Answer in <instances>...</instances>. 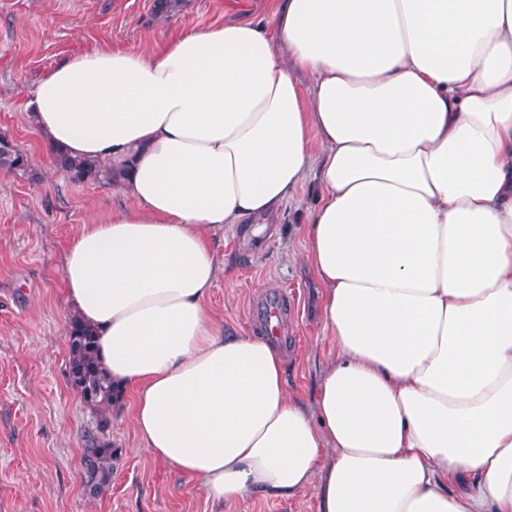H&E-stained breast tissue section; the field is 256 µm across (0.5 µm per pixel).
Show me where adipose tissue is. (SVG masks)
<instances>
[{
	"label": "adipose tissue",
	"mask_w": 512,
	"mask_h": 512,
	"mask_svg": "<svg viewBox=\"0 0 512 512\" xmlns=\"http://www.w3.org/2000/svg\"><path fill=\"white\" fill-rule=\"evenodd\" d=\"M274 3L30 89L44 147L131 165L132 206L68 243L73 312L144 451L208 498L512 512V0ZM314 163L304 260L336 353L308 407L208 299L215 239Z\"/></svg>",
	"instance_id": "1"
}]
</instances>
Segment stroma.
Returning <instances> with one entry per match:
<instances>
[{
	"label": "stroma",
	"mask_w": 512,
	"mask_h": 512,
	"mask_svg": "<svg viewBox=\"0 0 512 512\" xmlns=\"http://www.w3.org/2000/svg\"><path fill=\"white\" fill-rule=\"evenodd\" d=\"M169 20L153 0H0V135L30 161L26 175L0 171V512H317L315 489L295 496L218 504L169 464L141 451L126 414L112 411L108 438L120 457L98 498L81 486V439L94 413L68 382L71 313L63 290L70 238L90 217L129 205L121 186L75 183L56 172L26 117L29 89L58 61L92 47L147 50L176 32L269 16L270 0H182ZM307 172L278 221L216 240L224 274L209 299L226 329L257 334L254 312L280 303L288 388L311 404L335 349L321 319L320 288L301 259L303 227L318 197Z\"/></svg>",
	"instance_id": "35a3bbf8"
}]
</instances>
